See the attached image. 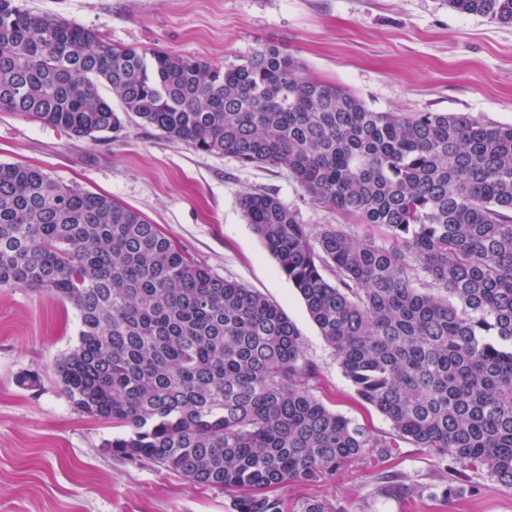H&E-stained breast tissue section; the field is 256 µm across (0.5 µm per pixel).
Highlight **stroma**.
<instances>
[{"instance_id": "stroma-1", "label": "stroma", "mask_w": 512, "mask_h": 512, "mask_svg": "<svg viewBox=\"0 0 512 512\" xmlns=\"http://www.w3.org/2000/svg\"><path fill=\"white\" fill-rule=\"evenodd\" d=\"M32 11L100 32L112 44L151 47L227 65L274 42L308 75L338 84L384 112H461L512 123V26L448 8L444 0H20ZM0 162L40 168L137 210L196 263L280 305L317 368L315 393L376 436L392 433L362 407L304 301L249 224L241 197L274 194L299 223H340L287 169L205 154L126 119L121 129L77 139L0 112ZM75 307L44 291L0 288V512H235L233 494L203 489L160 467L119 460L104 443L111 423L77 411L54 363L78 343ZM37 386L20 385L22 375ZM428 495L385 494L366 463L333 481L291 484L289 512L329 499L340 512H512V489L481 478L480 490L432 500L447 481L437 453L402 444L385 463Z\"/></svg>"}]
</instances>
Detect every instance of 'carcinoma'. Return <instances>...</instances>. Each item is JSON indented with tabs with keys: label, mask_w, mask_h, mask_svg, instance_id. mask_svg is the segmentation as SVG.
<instances>
[{
	"label": "carcinoma",
	"mask_w": 512,
	"mask_h": 512,
	"mask_svg": "<svg viewBox=\"0 0 512 512\" xmlns=\"http://www.w3.org/2000/svg\"><path fill=\"white\" fill-rule=\"evenodd\" d=\"M446 4L512 26V0ZM102 82L142 124L285 168L348 219L312 232L268 192L241 199L355 394L392 427L377 437L316 396L278 304L112 197L0 163V288L77 309L78 345L55 368L78 411L124 429L111 455L234 492L236 512H285L281 489L380 466L403 441L460 468L445 502L464 492L461 473L512 489V124L371 110L275 43L218 67L0 0V112L75 138L112 131L122 119Z\"/></svg>",
	"instance_id": "cac0c4a2"
}]
</instances>
